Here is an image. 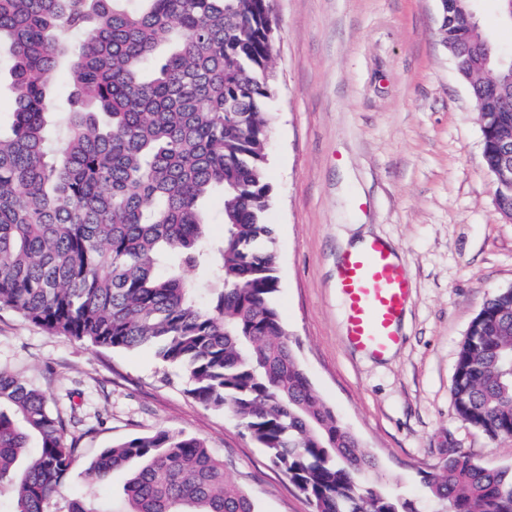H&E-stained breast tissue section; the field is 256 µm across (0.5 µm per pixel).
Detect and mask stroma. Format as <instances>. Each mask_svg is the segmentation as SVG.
Instances as JSON below:
<instances>
[{"label":"stroma","instance_id":"stroma-1","mask_svg":"<svg viewBox=\"0 0 512 512\" xmlns=\"http://www.w3.org/2000/svg\"><path fill=\"white\" fill-rule=\"evenodd\" d=\"M265 214L276 230L277 308L318 395L378 461L373 479L434 502L421 474L444 455L512 467V438L490 439L457 414L452 378L467 328L512 286V220L494 204L479 115L440 35V0H275ZM475 20L512 54L499 0H475ZM386 241L411 296L389 356L345 339L336 272L354 239ZM0 367L46 395L53 413L79 410L82 456L52 501L123 504L127 471L104 485L84 466L101 449L170 428L200 438L255 512H312L240 423L197 404L182 370L150 348L96 349L0 311Z\"/></svg>","mask_w":512,"mask_h":512}]
</instances>
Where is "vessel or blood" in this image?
I'll return each mask as SVG.
<instances>
[{"label": "vessel or blood", "instance_id": "1", "mask_svg": "<svg viewBox=\"0 0 512 512\" xmlns=\"http://www.w3.org/2000/svg\"><path fill=\"white\" fill-rule=\"evenodd\" d=\"M336 289L352 349L381 357L400 343L397 323L407 307L410 284L382 242L344 257Z\"/></svg>", "mask_w": 512, "mask_h": 512}]
</instances>
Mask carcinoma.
Listing matches in <instances>:
<instances>
[{"mask_svg": "<svg viewBox=\"0 0 512 512\" xmlns=\"http://www.w3.org/2000/svg\"><path fill=\"white\" fill-rule=\"evenodd\" d=\"M443 39L482 125V162L512 143V59L448 2ZM274 0H0L12 59L10 134L0 135V310L94 348L149 346L184 368L188 395L236 418L313 512H418L360 478L375 467L313 388L274 303L279 288L266 177ZM66 61L69 108L49 92ZM223 195L213 248L204 203ZM169 264L168 273L157 268ZM202 268L210 297L185 273ZM512 289L467 329L452 393L459 417L512 434ZM76 413L0 369V497L49 512L80 456ZM133 459L123 512H254L224 460L159 429L103 449L98 483ZM437 512H512V468L447 458L423 476Z\"/></svg>", "mask_w": 512, "mask_h": 512, "instance_id": "obj_1", "label": "carcinoma"}]
</instances>
